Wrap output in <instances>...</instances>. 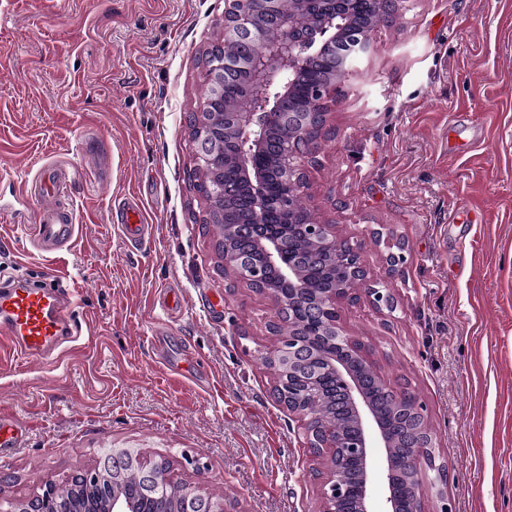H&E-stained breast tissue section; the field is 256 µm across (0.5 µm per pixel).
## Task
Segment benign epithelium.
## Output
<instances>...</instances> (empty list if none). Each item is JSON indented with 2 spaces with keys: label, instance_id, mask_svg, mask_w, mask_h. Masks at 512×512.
I'll return each mask as SVG.
<instances>
[{
  "label": "benign epithelium",
  "instance_id": "1",
  "mask_svg": "<svg viewBox=\"0 0 512 512\" xmlns=\"http://www.w3.org/2000/svg\"><path fill=\"white\" fill-rule=\"evenodd\" d=\"M347 0H297V9L288 18L285 34L267 46L259 56L242 63V68L252 74L249 97L252 110L238 112L232 106H225L224 124L236 132L238 149L234 153L224 152L237 168L243 183L247 187L252 204V225L260 227L271 201L265 190L262 169L257 159L268 149L266 132L273 121L290 122L306 129L303 114L289 112L283 108L284 101L292 94L300 73L307 63L326 52L337 57L340 74L339 82L327 86L313 84L309 94L320 98H336V88L344 83L354 70V60L369 50L371 38L356 36L349 41L343 39V18ZM280 0H224L225 39L256 40L261 36L256 26L263 23H279ZM213 71L209 75L211 83L210 101L224 103V69ZM317 145L290 146L282 155V164L287 175L302 176L301 158L315 153ZM306 234L316 240L318 247L329 254L341 266L357 265L364 267L360 253L349 245L339 241L332 224H305ZM256 238L265 253L267 263L278 270L281 279L288 283V291L262 286L263 294L274 304L275 316L272 323L281 322L286 310L294 307L303 297V289L295 280L298 277L297 261L285 253L284 242L274 234L259 231ZM224 269L237 272L248 282L262 280L263 269L251 264L250 258L241 253L224 254ZM359 282L353 281L336 289L325 291L318 301L311 303L309 314L321 321L320 334L330 340L331 353L321 357L317 354L308 361L293 356V349L281 347L288 353V375L294 376L296 383L289 389L279 387L275 394L278 403L288 412L306 416V408L318 398L324 396V382L333 378L339 384L338 393L347 402L356 419V432L349 438L336 433L335 428L326 427L316 437L307 436L308 447L321 449L328 464L321 472L323 512H334V507L351 500L357 512H372L375 496L383 494L389 506L387 512H402L398 500V491L392 481L393 460L389 453L385 429L370 403L361 376L353 370V364L365 370L377 373L372 361V352L362 341L349 336L339 324L338 307L344 302H353L359 296ZM369 302L376 308H393L392 295L381 288L370 286L364 289ZM430 446L427 439L415 434L411 439L414 454L408 460L409 466L420 469L424 448ZM383 449L385 464L382 472H377L374 459L377 449ZM336 459L338 466L348 467L356 463L360 477L356 484L343 486L336 481L335 468L329 460ZM141 454H133L130 448H114L99 461V468L74 475L85 483H95L106 471L112 473V481L122 480L126 470L138 466ZM169 480L168 469L158 466L145 470L141 474V492L153 494ZM181 512H224V507H215L211 498L189 493Z\"/></svg>",
  "mask_w": 512,
  "mask_h": 512
}]
</instances>
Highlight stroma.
I'll return each instance as SVG.
<instances>
[{"label": "stroma", "mask_w": 512, "mask_h": 512, "mask_svg": "<svg viewBox=\"0 0 512 512\" xmlns=\"http://www.w3.org/2000/svg\"><path fill=\"white\" fill-rule=\"evenodd\" d=\"M398 8L327 115L303 202L395 298L344 303L341 323L425 407L447 477L422 469V512H512V0ZM223 26L224 0H0V276L68 288L80 332L48 364L0 354V410L27 428L2 503L137 448L224 512L320 510L323 461L261 362L273 304L220 271L188 189L199 57ZM55 164L78 228L49 254L34 190ZM131 196L153 226L136 249L112 221Z\"/></svg>", "instance_id": "1"}]
</instances>
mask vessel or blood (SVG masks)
Wrapping results in <instances>:
<instances>
[{
  "label": "vessel or blood",
  "mask_w": 512,
  "mask_h": 512,
  "mask_svg": "<svg viewBox=\"0 0 512 512\" xmlns=\"http://www.w3.org/2000/svg\"><path fill=\"white\" fill-rule=\"evenodd\" d=\"M61 183L54 178L41 182L43 204L37 214V246L44 252L59 251L75 235L72 208L60 206ZM117 222L130 245H140L147 231L136 198L123 202ZM67 289L52 285L18 284L0 291V348L28 360L48 362L71 339L73 323ZM24 429L13 419L0 415V454L19 447Z\"/></svg>",
  "instance_id": "1"
}]
</instances>
